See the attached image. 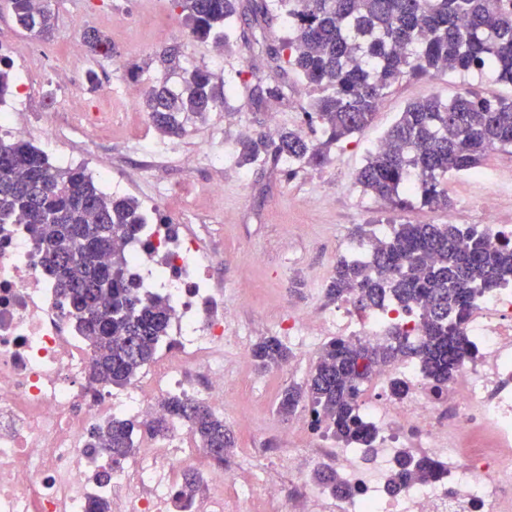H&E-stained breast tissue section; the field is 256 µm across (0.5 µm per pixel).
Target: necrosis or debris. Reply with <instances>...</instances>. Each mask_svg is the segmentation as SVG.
Wrapping results in <instances>:
<instances>
[{
    "instance_id": "1",
    "label": "necrosis or debris",
    "mask_w": 512,
    "mask_h": 512,
    "mask_svg": "<svg viewBox=\"0 0 512 512\" xmlns=\"http://www.w3.org/2000/svg\"><path fill=\"white\" fill-rule=\"evenodd\" d=\"M144 238L129 248V269L141 293L164 291L170 328L156 361L115 391L89 382L94 351L26 225H0V512H87L100 496L113 512H240L246 501L257 512H512V283L478 297L466 324L476 356L442 391L410 361L381 368L360 401L371 449L316 430L305 413L282 432L290 447L248 448L203 470L206 494L181 508L176 474L195 464L185 423L112 466L89 447L92 431L155 416L157 397L220 410L240 385L224 363V328L238 311L211 275L212 254L157 213ZM391 325L421 337L415 314L348 302L293 314L286 339L315 354L333 337L382 343ZM403 450L436 474L395 491ZM102 468L112 474L100 484L92 475ZM317 468L335 473L337 489L310 478Z\"/></svg>"
}]
</instances>
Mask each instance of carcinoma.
I'll return each instance as SVG.
<instances>
[{
    "label": "carcinoma",
    "mask_w": 512,
    "mask_h": 512,
    "mask_svg": "<svg viewBox=\"0 0 512 512\" xmlns=\"http://www.w3.org/2000/svg\"><path fill=\"white\" fill-rule=\"evenodd\" d=\"M23 30L49 40L55 16L45 3L4 0ZM236 0H174L191 34L230 45ZM255 13L285 19L278 44L266 50L273 75L258 87L257 103L285 98L292 85L280 80L284 68L316 92L309 120L320 136L304 139L288 130L278 139L239 142L238 163L272 159L285 175L325 165L334 149L360 134L372 121L387 90L402 78L435 73L484 71L512 84V0H254ZM92 57H110L112 41L90 28L81 36ZM13 92L9 65L0 57V100ZM230 89L216 85L205 67L185 71L178 90L160 82L145 92L143 109L160 131L177 135L189 116L202 117L227 105ZM512 146V98L463 90L442 100L428 97L406 107L358 172L362 191L394 211L450 206L444 180L472 172L489 151ZM417 178L413 188L408 181ZM382 238L357 225L352 235L368 238L369 263L341 258L326 293L329 299L354 296L358 307L394 306L418 311L422 339L413 342L395 325L382 348L333 340L319 353L306 382L278 397V411L310 409L316 426L350 445L373 442L374 431L359 415L360 388L383 364L414 360L440 389L474 359L465 324L476 296L512 283V234L491 242L483 229L456 224L395 223ZM148 213L131 196L104 192L82 166L53 165L40 149L22 140H0V224H25L46 268L55 276L78 318L77 329L104 347L90 367L102 386H124L157 352L168 333V298H144L128 272L127 242L138 239ZM263 368L288 361L290 349L277 338L260 339L251 350ZM163 415L141 425L114 418L103 438L91 432V448H103L117 466L135 447V427L156 437L183 420L202 448L227 455L234 447L224 418L201 402L166 398ZM435 475L434 466L412 457L397 479L408 483ZM200 477L183 475L175 499L189 501Z\"/></svg>",
    "instance_id": "obj_1"
}]
</instances>
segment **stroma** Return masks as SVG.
Returning a JSON list of instances; mask_svg holds the SVG:
<instances>
[{"label": "stroma", "instance_id": "35a3bbf8", "mask_svg": "<svg viewBox=\"0 0 512 512\" xmlns=\"http://www.w3.org/2000/svg\"><path fill=\"white\" fill-rule=\"evenodd\" d=\"M251 2L238 0L237 37L223 51L192 38L170 0H50L57 28L49 41L33 37L8 13L0 12V43L15 51L11 73L15 98L29 114L27 142L42 145L43 126L58 109L107 113L96 150L84 161L92 173L98 158L111 157L112 171L100 181L106 192L141 200L154 193L158 183L167 182L174 194L194 199L201 223L220 225L209 246L223 254L224 262L214 268L213 275L223 285L225 299L238 306V318L225 333L255 343L267 336H282L290 312L332 307L326 288L341 255V239L349 236L354 225L391 217L388 206L361 192L355 177L368 151L382 140L407 103L431 95L447 99L466 87L510 97L512 86L477 74L403 78L386 95L371 124L337 149L323 167L302 169L287 177L270 161L253 166L233 160L213 163L208 154L235 150L244 135L273 139L281 128L293 129L305 138L312 135L303 111L312 92L298 82L296 74L288 76L293 91L287 98L255 102L253 74L269 67L259 45L277 43L282 26L277 20L255 18ZM72 16L106 32L114 55L69 57L68 19ZM169 49L179 55L178 69L160 61ZM196 66L208 67L216 81L232 83L231 107L207 113L202 120L184 119L180 135H163L142 112L139 101L122 100L128 86L144 91L163 79L173 86L183 70ZM61 71L84 77L78 93H66L57 79ZM274 111L280 114L275 126L269 123ZM156 142L167 143L174 153L163 167L151 168L142 163L141 154ZM200 152L205 158L193 170L181 168L180 158ZM213 182L224 185V199L216 209L201 193ZM446 187L450 207L415 208L402 213V220L414 224L451 220L463 227L479 224L488 203L478 185L460 173L449 175ZM240 375L245 385L225 405L223 414L238 451L261 447L262 429L287 424V417L276 409L278 395L295 383L280 368L263 371L252 362ZM243 413L251 418V428L236 427L235 420Z\"/></svg>", "mask_w": 512, "mask_h": 512}]
</instances>
